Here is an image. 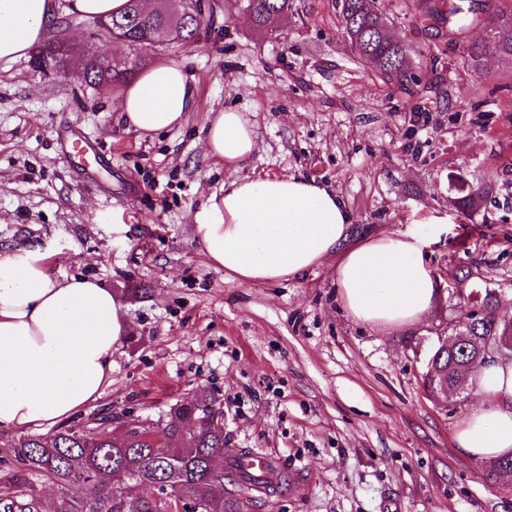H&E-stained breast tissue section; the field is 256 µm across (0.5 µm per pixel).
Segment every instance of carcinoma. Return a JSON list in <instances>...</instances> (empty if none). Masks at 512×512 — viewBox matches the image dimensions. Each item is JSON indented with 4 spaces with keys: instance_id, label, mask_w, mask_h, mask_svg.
I'll use <instances>...</instances> for the list:
<instances>
[{
    "instance_id": "1",
    "label": "carcinoma",
    "mask_w": 512,
    "mask_h": 512,
    "mask_svg": "<svg viewBox=\"0 0 512 512\" xmlns=\"http://www.w3.org/2000/svg\"><path fill=\"white\" fill-rule=\"evenodd\" d=\"M199 0H161L142 14L128 0L123 14L108 20L112 39L136 48L162 29L170 41L188 44L209 29L193 17ZM254 24L266 29L288 11L290 0H245ZM420 19L438 32L448 29L461 35L481 26V41L463 47L467 63L481 69L488 53L512 59V9L497 7L491 0H414ZM343 35L354 54L371 64L388 81L412 82L410 55L413 48L391 38L388 25L375 0H340ZM63 39L41 47L36 61H52L79 70L89 87L118 86L134 75L129 59H112L103 67L94 58H80L59 50ZM492 195V187L457 186L454 207L473 220ZM482 314L454 325L462 340L447 347L440 343L433 356L437 370L435 387L463 391L476 389L475 375L483 365L478 350L503 342L507 321L494 303L483 296ZM224 411L218 397L199 390L195 397L171 409L167 418L124 423L112 429V419L99 420L94 428L62 427L52 433L27 434L13 441L0 463L7 465L0 508L3 512H39L40 491L45 482L60 490L58 512H206L211 502H222L223 512H240L238 499L224 497L226 486L238 492L260 483L253 475L229 466L213 467L225 455Z\"/></svg>"
}]
</instances>
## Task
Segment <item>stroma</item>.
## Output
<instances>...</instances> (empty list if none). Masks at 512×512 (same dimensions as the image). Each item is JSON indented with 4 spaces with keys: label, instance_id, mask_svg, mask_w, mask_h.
Returning <instances> with one entry per match:
<instances>
[{
    "label": "stroma",
    "instance_id": "1",
    "mask_svg": "<svg viewBox=\"0 0 512 512\" xmlns=\"http://www.w3.org/2000/svg\"><path fill=\"white\" fill-rule=\"evenodd\" d=\"M207 2L205 37L140 53L191 69L199 109L177 129H126L115 88L54 63L0 68V248L39 247L56 274L99 280L130 326L111 385L72 423L154 419L203 387L221 400L230 447L273 454L289 476L281 494H243L240 512H512V477L454 446L479 395L438 400L423 383L438 335L468 311L464 295L494 289L512 317V61L491 53L474 72L462 45L481 30L435 37L412 0H376L415 50L417 82L400 86L351 52L338 0H292L270 30ZM66 22L76 52L127 55L92 20ZM227 106L257 133L247 174L336 190L353 238L442 220L425 248L437 293L418 323L385 332L354 320L329 262L264 285L210 264L194 215L224 183L204 136L208 113ZM65 125L108 158L95 179L64 161ZM455 176L492 186L485 223L453 209Z\"/></svg>",
    "mask_w": 512,
    "mask_h": 512
}]
</instances>
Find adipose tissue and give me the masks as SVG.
<instances>
[{
  "instance_id": "ef3b65f1",
  "label": "adipose tissue",
  "mask_w": 512,
  "mask_h": 512,
  "mask_svg": "<svg viewBox=\"0 0 512 512\" xmlns=\"http://www.w3.org/2000/svg\"><path fill=\"white\" fill-rule=\"evenodd\" d=\"M127 0H0V65L37 46L60 10L108 18ZM199 107L186 62L139 69L118 95L126 129L147 136L180 127ZM205 153L228 173L195 216L202 253L245 284L298 277L335 260L336 288L356 320L387 331L429 311L435 278L413 231L345 246L353 217L335 190L302 176L255 178L244 168L257 147L236 109L209 113ZM129 331L122 305L98 280L60 276L40 248L0 250V429L53 426L99 399L112 383V357ZM481 397L458 427L456 448L475 460L512 453V362L479 372Z\"/></svg>"
}]
</instances>
